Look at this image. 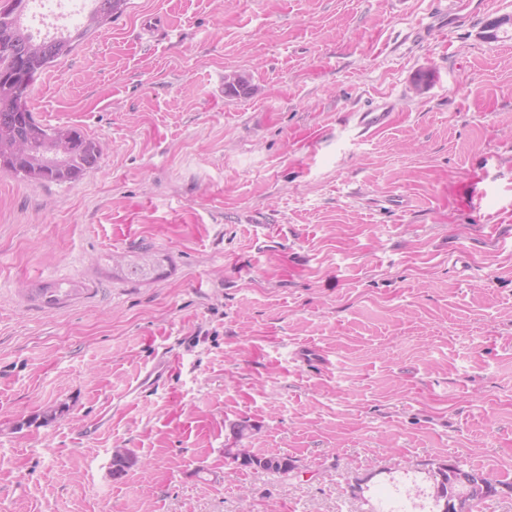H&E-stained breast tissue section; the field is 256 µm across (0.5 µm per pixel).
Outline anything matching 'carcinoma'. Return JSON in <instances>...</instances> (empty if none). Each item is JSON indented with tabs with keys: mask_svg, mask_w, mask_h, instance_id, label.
<instances>
[{
	"mask_svg": "<svg viewBox=\"0 0 512 512\" xmlns=\"http://www.w3.org/2000/svg\"><path fill=\"white\" fill-rule=\"evenodd\" d=\"M30 0H0V169H7L29 180L72 183L86 171L96 168L101 159L97 142L75 127H48L41 124L29 106L31 86L44 70L57 59L70 55L98 28L120 17L129 0H92L90 18L74 32L64 36L36 40L28 31L24 19ZM65 142L67 162L52 163V149L59 139ZM170 257L151 247H143L130 255L112 257L114 277L127 273L142 281H151L164 274ZM86 285L70 282L67 287L45 286L37 289L45 304L53 306L61 300L81 294ZM250 429L244 425L231 428L234 447L233 462H243L245 468H261L270 473L287 476L297 466L285 454H255L242 445ZM136 464L135 456L126 449L113 454L115 472L120 474ZM433 489L445 494L468 493L477 501L484 498V489L496 486L487 475L461 467L450 468L442 463L427 471Z\"/></svg>",
	"mask_w": 512,
	"mask_h": 512,
	"instance_id": "carcinoma-1",
	"label": "carcinoma"
}]
</instances>
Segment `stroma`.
Masks as SVG:
<instances>
[{"mask_svg":"<svg viewBox=\"0 0 512 512\" xmlns=\"http://www.w3.org/2000/svg\"><path fill=\"white\" fill-rule=\"evenodd\" d=\"M475 4L129 0L37 77L102 158L0 171V512H369L448 460L512 483V25L485 36L512 0ZM145 245L159 280L100 263ZM239 422L295 472L225 459ZM391 109L387 104H377L365 112L358 114V126L362 131L368 132L387 125ZM86 288V285L79 282L67 283L66 288L62 286H45L36 288V291L42 296L45 304L53 306L59 304L64 298L80 295Z\"/></svg>","mask_w":512,"mask_h":512,"instance_id":"stroma-1","label":"stroma"}]
</instances>
